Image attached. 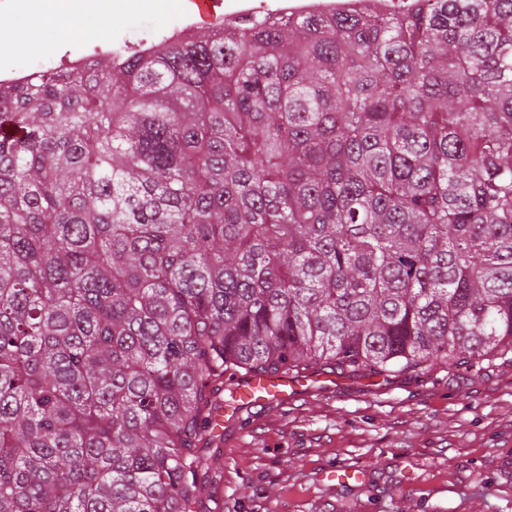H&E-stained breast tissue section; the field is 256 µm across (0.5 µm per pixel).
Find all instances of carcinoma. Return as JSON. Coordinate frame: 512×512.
<instances>
[{
    "label": "carcinoma",
    "instance_id": "1",
    "mask_svg": "<svg viewBox=\"0 0 512 512\" xmlns=\"http://www.w3.org/2000/svg\"><path fill=\"white\" fill-rule=\"evenodd\" d=\"M0 512H194L230 369L512 361V0L0 83Z\"/></svg>",
    "mask_w": 512,
    "mask_h": 512
}]
</instances>
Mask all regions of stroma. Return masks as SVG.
Instances as JSON below:
<instances>
[{"instance_id":"obj_1","label":"stroma","mask_w":512,"mask_h":512,"mask_svg":"<svg viewBox=\"0 0 512 512\" xmlns=\"http://www.w3.org/2000/svg\"><path fill=\"white\" fill-rule=\"evenodd\" d=\"M183 10L103 13L68 37L39 35L0 65L38 71L45 55L94 53L114 38L168 25ZM327 392L244 408L224 424L197 512H512V362L369 376L323 366ZM337 466L364 482L326 487Z\"/></svg>"}]
</instances>
